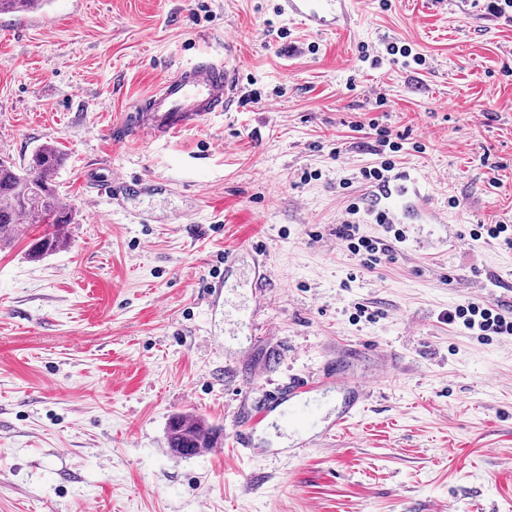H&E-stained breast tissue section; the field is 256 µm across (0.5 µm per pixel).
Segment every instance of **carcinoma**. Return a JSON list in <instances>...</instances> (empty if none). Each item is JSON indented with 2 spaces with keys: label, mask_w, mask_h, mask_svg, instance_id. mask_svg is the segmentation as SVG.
<instances>
[{
  "label": "carcinoma",
  "mask_w": 512,
  "mask_h": 512,
  "mask_svg": "<svg viewBox=\"0 0 512 512\" xmlns=\"http://www.w3.org/2000/svg\"><path fill=\"white\" fill-rule=\"evenodd\" d=\"M47 4L49 0H0V13L33 11ZM63 163V154L51 144L37 147L21 168L0 157V246L15 240L18 224L28 217L45 225L29 247V258L39 260L67 245L66 227L72 223L71 211L61 206L56 185V175ZM218 440L217 430L197 416L182 414L170 422L169 448L182 457L213 448Z\"/></svg>",
  "instance_id": "1"
}]
</instances>
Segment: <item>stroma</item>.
<instances>
[{
    "label": "stroma",
    "mask_w": 512,
    "mask_h": 512,
    "mask_svg": "<svg viewBox=\"0 0 512 512\" xmlns=\"http://www.w3.org/2000/svg\"><path fill=\"white\" fill-rule=\"evenodd\" d=\"M433 2L348 0L322 31L280 0L0 14V157L57 146L73 212L60 252L30 260L32 225L0 248V512H512V335L448 321L472 300L512 321V249L472 234L512 225V22ZM200 54L234 70L241 104L144 128L130 104ZM380 126L428 207L402 241L345 211L385 158ZM115 172L154 185L89 204ZM347 219L387 245L376 268L338 239ZM383 360L343 429L341 385L318 389L314 423L264 411L294 378ZM179 413L218 427L222 453L173 455ZM253 415L261 452L244 457Z\"/></svg>",
    "instance_id": "1"
}]
</instances>
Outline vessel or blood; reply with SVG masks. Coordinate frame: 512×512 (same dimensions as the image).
I'll return each mask as SVG.
<instances>
[{"instance_id": "1", "label": "vessel or blood", "mask_w": 512, "mask_h": 512, "mask_svg": "<svg viewBox=\"0 0 512 512\" xmlns=\"http://www.w3.org/2000/svg\"><path fill=\"white\" fill-rule=\"evenodd\" d=\"M347 0H283L285 9L318 29L333 27L346 13ZM233 75L226 63L199 55L174 72L164 75L156 86L136 104V111L146 113L152 129L176 131L211 112H222L236 105ZM146 185L142 177L120 174L97 183L98 195L133 194ZM371 214L386 215L388 223H406L412 210L422 206L419 180L407 172H397L373 186L367 194ZM313 385L294 380L274 393L273 404H287L279 419L282 426L311 422L318 412L311 400Z\"/></svg>"}]
</instances>
